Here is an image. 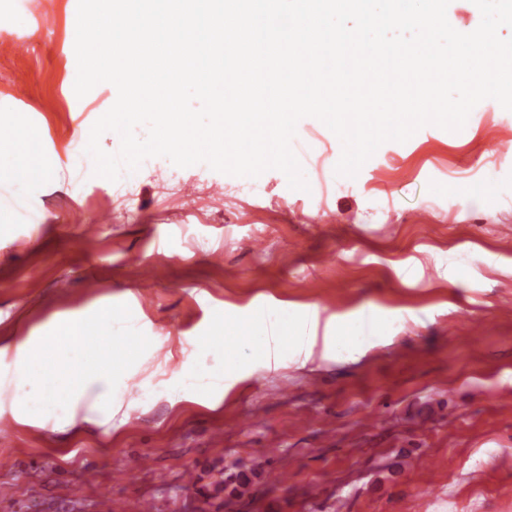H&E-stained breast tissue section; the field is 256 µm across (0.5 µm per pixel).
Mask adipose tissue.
<instances>
[{"label":"adipose tissue","mask_w":512,"mask_h":512,"mask_svg":"<svg viewBox=\"0 0 512 512\" xmlns=\"http://www.w3.org/2000/svg\"><path fill=\"white\" fill-rule=\"evenodd\" d=\"M108 336H73L60 324L34 330L25 336H0V416L7 414L22 426L51 427L64 432L84 422L111 434L122 409L113 392L118 362L137 360L143 349L141 337H126L121 360L110 354ZM25 373L36 382L29 397L13 387L15 375ZM65 392L70 403L57 410L53 394Z\"/></svg>","instance_id":"adipose-tissue-1"}]
</instances>
